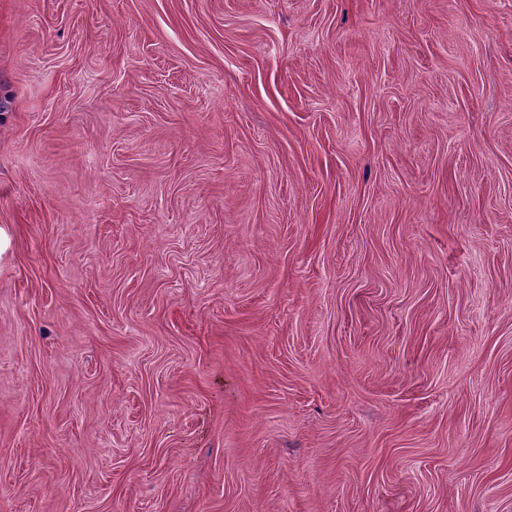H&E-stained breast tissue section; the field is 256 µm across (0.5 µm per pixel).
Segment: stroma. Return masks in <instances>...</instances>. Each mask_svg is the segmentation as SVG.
Listing matches in <instances>:
<instances>
[{
	"instance_id": "stroma-1",
	"label": "stroma",
	"mask_w": 512,
	"mask_h": 512,
	"mask_svg": "<svg viewBox=\"0 0 512 512\" xmlns=\"http://www.w3.org/2000/svg\"><path fill=\"white\" fill-rule=\"evenodd\" d=\"M0 512H512V0H0Z\"/></svg>"
}]
</instances>
